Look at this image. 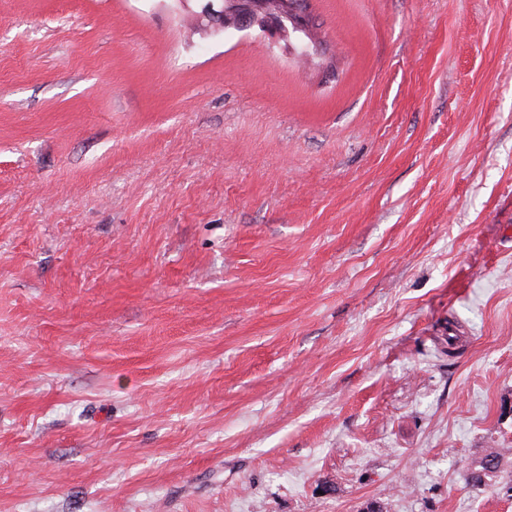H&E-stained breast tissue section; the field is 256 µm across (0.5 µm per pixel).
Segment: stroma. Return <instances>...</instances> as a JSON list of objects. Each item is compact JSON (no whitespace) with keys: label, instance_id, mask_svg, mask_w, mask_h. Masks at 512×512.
Returning <instances> with one entry per match:
<instances>
[{"label":"stroma","instance_id":"obj_1","mask_svg":"<svg viewBox=\"0 0 512 512\" xmlns=\"http://www.w3.org/2000/svg\"><path fill=\"white\" fill-rule=\"evenodd\" d=\"M201 8L0 0V512H512V0ZM201 12L206 27L219 32L224 25L239 23L246 28H256L273 43L284 42L295 51L303 47V55L310 56L318 50V41L313 31L306 25L303 9L309 0H208ZM213 2H218L214 4ZM489 458L498 460V462L494 466L493 470H491L490 472H486L488 468L487 465L490 462ZM501 462L502 457L497 452H491L485 455L480 461L476 463L474 467L469 469V472L467 474V480L469 484L476 489H480L482 486H485V479L490 476H493L495 473L499 471ZM480 473H483L484 479L481 478Z\"/></svg>","mask_w":512,"mask_h":512}]
</instances>
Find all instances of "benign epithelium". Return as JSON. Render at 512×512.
<instances>
[{
  "instance_id": "7a95c632",
  "label": "benign epithelium",
  "mask_w": 512,
  "mask_h": 512,
  "mask_svg": "<svg viewBox=\"0 0 512 512\" xmlns=\"http://www.w3.org/2000/svg\"><path fill=\"white\" fill-rule=\"evenodd\" d=\"M308 3L309 0H209L201 16L212 32L239 23L258 29L274 43L284 42L292 51L301 46L303 55L308 56L318 49L317 38L304 19V6Z\"/></svg>"
}]
</instances>
